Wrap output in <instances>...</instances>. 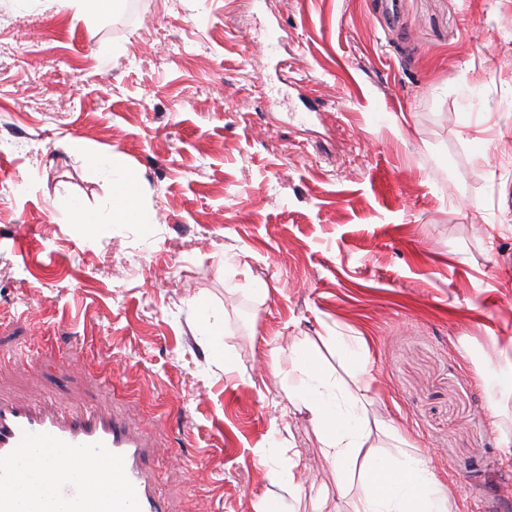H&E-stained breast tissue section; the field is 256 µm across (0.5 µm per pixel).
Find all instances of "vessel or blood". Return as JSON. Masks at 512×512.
I'll list each match as a JSON object with an SVG mask.
<instances>
[{
    "label": "vessel or blood",
    "instance_id": "b4317fda",
    "mask_svg": "<svg viewBox=\"0 0 512 512\" xmlns=\"http://www.w3.org/2000/svg\"><path fill=\"white\" fill-rule=\"evenodd\" d=\"M94 465L111 471V492L94 487ZM24 467L58 471L55 480L34 486L29 512H168L151 485L142 438L119 416L0 404V512H18Z\"/></svg>",
    "mask_w": 512,
    "mask_h": 512
}]
</instances>
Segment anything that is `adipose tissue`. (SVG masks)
<instances>
[{"instance_id": "ef3b65f1", "label": "adipose tissue", "mask_w": 512, "mask_h": 512, "mask_svg": "<svg viewBox=\"0 0 512 512\" xmlns=\"http://www.w3.org/2000/svg\"><path fill=\"white\" fill-rule=\"evenodd\" d=\"M105 170L112 179V222L151 223L149 211L134 201L137 177L126 157L109 153ZM336 349L347 379L330 376L309 353H302L299 383L288 401L317 430L324 455L336 471L337 495L346 494L345 476L357 468L365 483L358 512H448V493L419 454L403 449L379 460L368 453L373 435L368 418L371 364L366 351L344 341H337Z\"/></svg>"}]
</instances>
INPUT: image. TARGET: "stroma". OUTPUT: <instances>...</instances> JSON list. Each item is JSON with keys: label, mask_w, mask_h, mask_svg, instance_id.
I'll list each match as a JSON object with an SVG mask.
<instances>
[{"label": "stroma", "mask_w": 512, "mask_h": 512, "mask_svg": "<svg viewBox=\"0 0 512 512\" xmlns=\"http://www.w3.org/2000/svg\"><path fill=\"white\" fill-rule=\"evenodd\" d=\"M398 8L0 0V400L126 417L169 512H356L284 408L292 349L362 339L450 512H512V0ZM69 140L125 154L153 223L76 235L60 200L112 186ZM53 5L74 10V17L94 23L119 11L124 0H50Z\"/></svg>", "instance_id": "stroma-1"}]
</instances>
